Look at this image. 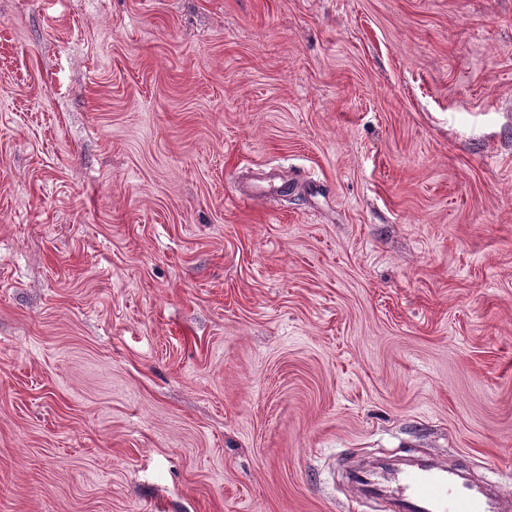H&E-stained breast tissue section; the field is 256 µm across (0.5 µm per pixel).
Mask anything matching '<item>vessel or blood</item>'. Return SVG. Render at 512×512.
<instances>
[{"label":"vessel or blood","mask_w":512,"mask_h":512,"mask_svg":"<svg viewBox=\"0 0 512 512\" xmlns=\"http://www.w3.org/2000/svg\"><path fill=\"white\" fill-rule=\"evenodd\" d=\"M350 481L356 500L388 502L390 512H512V492L460 463L375 464L354 470Z\"/></svg>","instance_id":"b4317fda"}]
</instances>
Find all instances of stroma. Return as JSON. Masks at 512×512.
Segmentation results:
<instances>
[{
  "label": "stroma",
  "mask_w": 512,
  "mask_h": 512,
  "mask_svg": "<svg viewBox=\"0 0 512 512\" xmlns=\"http://www.w3.org/2000/svg\"><path fill=\"white\" fill-rule=\"evenodd\" d=\"M417 451L512 491V0H0V512Z\"/></svg>",
  "instance_id": "1"
}]
</instances>
